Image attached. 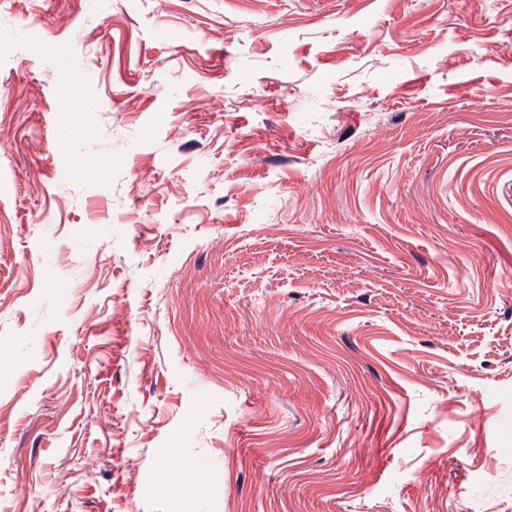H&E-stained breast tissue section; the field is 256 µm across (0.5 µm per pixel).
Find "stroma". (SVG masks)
Instances as JSON below:
<instances>
[{"mask_svg":"<svg viewBox=\"0 0 512 512\" xmlns=\"http://www.w3.org/2000/svg\"><path fill=\"white\" fill-rule=\"evenodd\" d=\"M0 512H512V0H0Z\"/></svg>","mask_w":512,"mask_h":512,"instance_id":"obj_1","label":"stroma"}]
</instances>
